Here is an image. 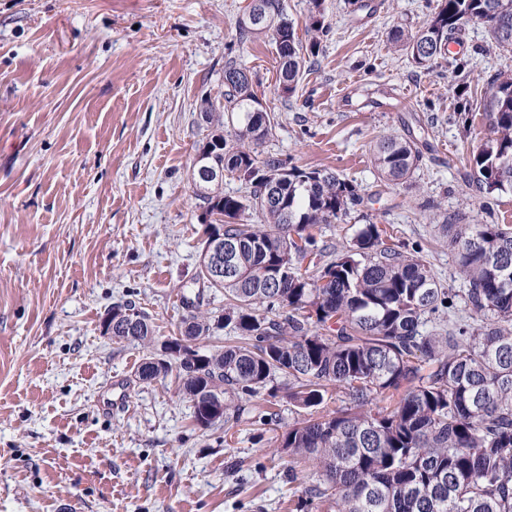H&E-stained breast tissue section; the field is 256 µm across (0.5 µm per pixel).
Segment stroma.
I'll return each mask as SVG.
<instances>
[{
    "instance_id": "35a3bbf8",
    "label": "stroma",
    "mask_w": 512,
    "mask_h": 512,
    "mask_svg": "<svg viewBox=\"0 0 512 512\" xmlns=\"http://www.w3.org/2000/svg\"><path fill=\"white\" fill-rule=\"evenodd\" d=\"M439 3L382 2L357 22L325 0L323 51L285 99L273 47L239 39L249 0H0V512H289L303 485L266 451L308 410L265 390L231 430L199 429L175 377L136 381L144 350L101 325L128 301L164 336L182 297L224 308L190 286L204 239L191 170L200 106L223 104L230 59L277 114L263 151L359 185L361 204L315 230L328 255L362 224H392L460 287L434 215L512 225V195L468 184L490 129L480 115L462 125L457 84L512 71V53L470 24L451 62L417 67L389 33L418 30ZM388 133L419 140L403 184L370 163ZM269 405L280 423H256Z\"/></svg>"
}]
</instances>
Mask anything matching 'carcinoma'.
I'll use <instances>...</instances> for the list:
<instances>
[{
    "label": "carcinoma",
    "mask_w": 512,
    "mask_h": 512,
    "mask_svg": "<svg viewBox=\"0 0 512 512\" xmlns=\"http://www.w3.org/2000/svg\"><path fill=\"white\" fill-rule=\"evenodd\" d=\"M269 22L238 24L242 41L266 39L276 52L278 91L293 95L330 32L324 0H307L308 44L282 0H260ZM470 23L512 49V0H441L415 32L396 26L393 48L429 70ZM461 112L489 113L491 135L468 159L484 195L512 193V72L466 86ZM222 108L205 102L207 165L224 178L195 185L206 238L238 245V271L222 277L199 265L192 278L224 294L214 318L182 298L178 334L157 336L131 303L108 312L112 339L151 352L135 373L144 383L175 373L197 426H215L208 406L224 403L231 430L239 401L277 381L288 404L315 415L288 428L276 452L291 458L290 479L308 486L300 512H512V225H438L464 287L449 288L420 251L403 252L393 233L363 224L330 262L310 229L331 224L362 201L352 180L303 169L259 147L277 116L257 108L247 71L224 63ZM421 161L416 139L381 136L371 149L379 179L409 181ZM244 186L226 194L224 179ZM309 261L314 271L301 272ZM228 328L234 343L207 352L199 343ZM342 405L328 410V387ZM387 401L389 405L378 406Z\"/></svg>",
    "instance_id": "cac0c4a2"
}]
</instances>
